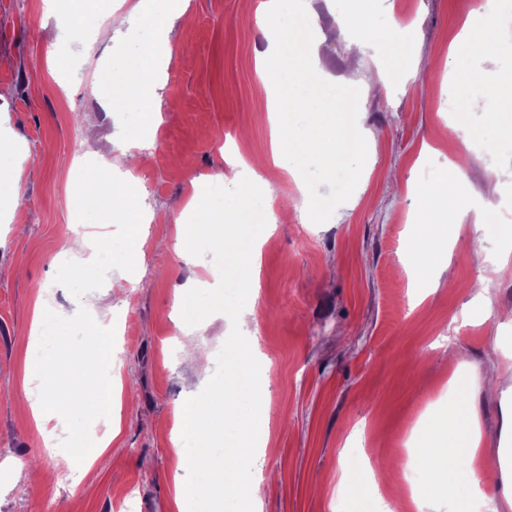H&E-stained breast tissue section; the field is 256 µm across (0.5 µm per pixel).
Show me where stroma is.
<instances>
[{"instance_id": "stroma-1", "label": "stroma", "mask_w": 512, "mask_h": 512, "mask_svg": "<svg viewBox=\"0 0 512 512\" xmlns=\"http://www.w3.org/2000/svg\"><path fill=\"white\" fill-rule=\"evenodd\" d=\"M260 0H190L170 30L175 50L165 63L160 91L164 113L155 151L139 165L127 141L140 131L122 100L100 105L97 87L113 77L149 34L146 21L91 52L60 38L58 21L81 26L86 15L106 20L127 0H58L56 18L42 0H0V133L27 151L26 191L0 199V512H124L127 491L137 512H178L173 487L177 449L183 448L180 409L204 380L180 346L178 288L204 279L211 255L185 262L174 247L175 224L192 179L227 168L226 153L270 156L268 91L256 70L266 48L254 22ZM470 0H386L405 30L407 74L377 82L370 58L351 59L333 0H308L320 67L351 77L361 88L357 125L373 133L363 177L326 223H308L297 183L267 165L263 179L277 182V222L262 249L259 288L249 303L250 333L261 365L267 403L262 443L253 468L272 474L257 512H385L382 500H399L417 512L421 490L407 492L402 478L381 494L359 499L339 492L342 474L366 478V461L391 460L395 469L419 466L409 439L433 403L474 402L487 437L485 461L453 466V498L469 512H485L473 496L481 473L499 512H512V472L501 469L497 448L512 400V278L497 276L493 261L512 247V218L449 223L453 236L431 286L415 287L399 255L417 210L410 187L454 182L467 197L486 196L490 169L501 189L492 203L512 195V141H497L479 112L449 110L465 73L455 50L474 11ZM457 123L495 154L474 152L449 133ZM106 155L113 166L135 168L141 204L153 214L138 236L126 225H88V237L111 233L113 271L94 283L73 284L60 257L80 191V160ZM64 308L84 306L99 315L115 311L110 375L121 380L118 436L108 420L91 435L106 443L91 454L90 474L66 481L73 459L45 447L25 402L36 298ZM464 379L452 392V376ZM25 458L60 476L57 489L19 485L11 461Z\"/></svg>"}]
</instances>
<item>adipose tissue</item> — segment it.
Segmentation results:
<instances>
[{"label":"adipose tissue","mask_w":512,"mask_h":512,"mask_svg":"<svg viewBox=\"0 0 512 512\" xmlns=\"http://www.w3.org/2000/svg\"><path fill=\"white\" fill-rule=\"evenodd\" d=\"M188 8L189 0H151L147 6L138 4L125 12H111L108 25L98 31L99 36L106 37L113 30L141 16L152 19L150 36L140 41L135 50L142 61L141 66L120 69L116 78L123 92L128 94L130 104L146 112L148 120L154 122L158 121L160 115L158 90L164 77L163 65L173 51L169 39L171 20ZM336 9L340 20L354 22L358 29L357 36L348 38V48L370 56L376 64L378 77H385L390 63L399 55L402 47L401 27L397 20L391 16L380 17L371 0H336ZM494 23V16L488 15L477 26L467 30L461 41L462 55L466 60L512 53L511 41L489 43L486 33ZM128 178V173L114 171L108 159H100L82 173L80 205H87L91 201L107 202L104 217L110 225L150 223L152 216L149 211L132 203L131 193L121 190ZM253 208V203L243 201L194 211L189 233H177L175 240L180 243L185 237L191 236L208 241L212 246L223 247L249 223ZM418 208L421 220L414 227V245L407 262L415 282L423 284L430 280L434 259L448 242L449 213H472L478 224L483 223L484 213L481 209L473 208L455 185L445 182L425 189L418 199ZM87 248L92 249L94 254L111 255L112 238L101 235L90 243L74 232L62 240L60 253L73 262L74 280H82L91 272L93 261L83 255ZM415 441L420 458L429 471L427 499L437 501L451 497L449 458L461 452L473 461L482 458L484 440L476 407L469 404L461 410L428 413L415 434Z\"/></svg>","instance_id":"1"}]
</instances>
